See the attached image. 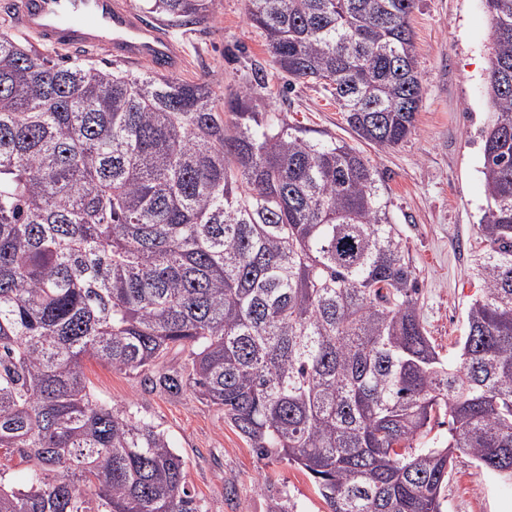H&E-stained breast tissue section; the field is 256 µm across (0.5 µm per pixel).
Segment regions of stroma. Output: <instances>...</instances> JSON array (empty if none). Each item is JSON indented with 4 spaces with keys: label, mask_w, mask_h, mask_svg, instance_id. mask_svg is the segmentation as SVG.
Instances as JSON below:
<instances>
[{
    "label": "stroma",
    "mask_w": 512,
    "mask_h": 512,
    "mask_svg": "<svg viewBox=\"0 0 512 512\" xmlns=\"http://www.w3.org/2000/svg\"><path fill=\"white\" fill-rule=\"evenodd\" d=\"M422 87L415 131L386 151L364 146L385 188L389 212L419 280L424 326L440 350L462 336L479 292L474 254L486 206L482 135L493 112L485 84L491 30L484 0H419L411 17ZM185 54L180 78L211 80L216 94L238 88L269 56L247 21V0H216L208 24L167 26ZM270 109L311 134L353 142L343 114L321 85L273 79ZM95 398L130 405L152 421L185 463V482L203 512H268L279 500L295 512H327L305 472L287 460L258 458L222 412L192 393L174 398L145 389L140 375L96 362L85 369ZM448 512H512V484L480 473L456 455L444 491Z\"/></svg>",
    "instance_id": "stroma-1"
}]
</instances>
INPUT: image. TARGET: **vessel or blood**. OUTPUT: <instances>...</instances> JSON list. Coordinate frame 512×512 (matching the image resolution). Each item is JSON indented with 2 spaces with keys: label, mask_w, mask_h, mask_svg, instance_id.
<instances>
[{
  "label": "vessel or blood",
  "mask_w": 512,
  "mask_h": 512,
  "mask_svg": "<svg viewBox=\"0 0 512 512\" xmlns=\"http://www.w3.org/2000/svg\"><path fill=\"white\" fill-rule=\"evenodd\" d=\"M17 27L56 48L100 53L162 72L179 69L183 55L161 28L144 23L129 0H19Z\"/></svg>",
  "instance_id": "obj_1"
}]
</instances>
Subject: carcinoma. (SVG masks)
<instances>
[{"label": "carcinoma", "instance_id": "cac0c4a2", "mask_svg": "<svg viewBox=\"0 0 512 512\" xmlns=\"http://www.w3.org/2000/svg\"><path fill=\"white\" fill-rule=\"evenodd\" d=\"M485 2V247L447 356L370 161L265 111L271 68L321 84L359 140L406 142L417 0H248L269 67L220 98L0 30V449L26 465L0 471V512H202L164 430L94 399L89 360L192 391L328 512H445L457 452L512 482V0ZM148 12L201 25L215 0Z\"/></svg>", "mask_w": 512, "mask_h": 512}]
</instances>
